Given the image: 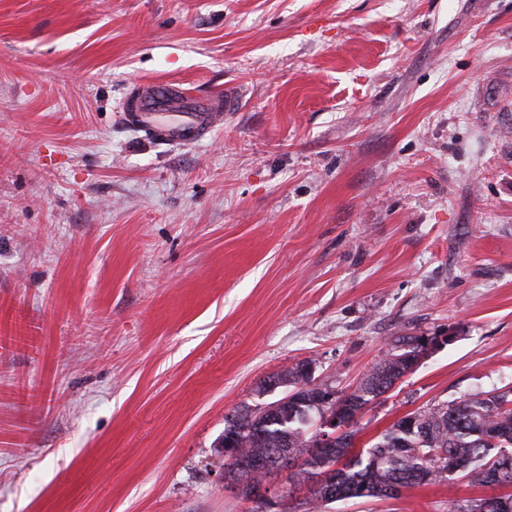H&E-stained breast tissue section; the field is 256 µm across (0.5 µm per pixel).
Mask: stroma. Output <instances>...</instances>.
Segmentation results:
<instances>
[{
	"label": "stroma",
	"mask_w": 512,
	"mask_h": 512,
	"mask_svg": "<svg viewBox=\"0 0 512 512\" xmlns=\"http://www.w3.org/2000/svg\"><path fill=\"white\" fill-rule=\"evenodd\" d=\"M237 87L203 142L138 84ZM368 447L512 387V0H0V512H252L224 416L312 362ZM471 478L326 512H451ZM424 338L423 336L399 337L392 349L398 351L389 353L383 361L376 364L350 392L342 393L338 398H336L334 389H328L327 395L322 394L324 404L336 399V406H327L325 410H330V415L335 416L340 424H345L351 419L355 411L367 407L392 388L395 382L407 373L414 358L416 359L410 370L419 364L429 350L443 344L446 336L443 339L438 338L434 343L432 339H429L419 347V341ZM418 347L419 354L416 357Z\"/></svg>",
	"instance_id": "35a3bbf8"
}]
</instances>
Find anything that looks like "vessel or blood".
I'll use <instances>...</instances> for the list:
<instances>
[{"mask_svg": "<svg viewBox=\"0 0 512 512\" xmlns=\"http://www.w3.org/2000/svg\"><path fill=\"white\" fill-rule=\"evenodd\" d=\"M238 94L225 89L221 94L201 97L185 95L179 85L144 84L132 89L124 101L125 117L146 135L168 144H191L209 139L224 117L235 111Z\"/></svg>", "mask_w": 512, "mask_h": 512, "instance_id": "b4317fda", "label": "vessel or blood"}]
</instances>
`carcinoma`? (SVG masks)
Segmentation results:
<instances>
[{
  "label": "carcinoma",
  "instance_id": "obj_1",
  "mask_svg": "<svg viewBox=\"0 0 512 512\" xmlns=\"http://www.w3.org/2000/svg\"><path fill=\"white\" fill-rule=\"evenodd\" d=\"M421 336H402L396 352L376 364L350 392L328 407L330 415L344 424L354 412L367 407L404 376L416 358ZM306 362L282 369L276 377L294 391L291 400L272 412L266 406L243 405L224 418L227 444L238 455L264 461L267 466L253 471L251 480L262 483L274 470L270 455L293 459L305 457V468L288 472L291 498L299 485L315 476L327 475L328 482L306 498L307 512H320L346 498H393L402 488L437 484L451 478L448 467L436 458L451 460L463 470L457 476L479 478L484 486L512 487V388L478 391L463 399L428 405L412 412L382 432L358 454L352 453L354 431L339 433L320 447L307 433L309 418L323 414L318 391L310 388L315 378L304 371ZM243 473L237 460L224 458V480L234 486ZM455 512H499L494 497L465 500Z\"/></svg>",
  "mask_w": 512,
  "mask_h": 512
}]
</instances>
